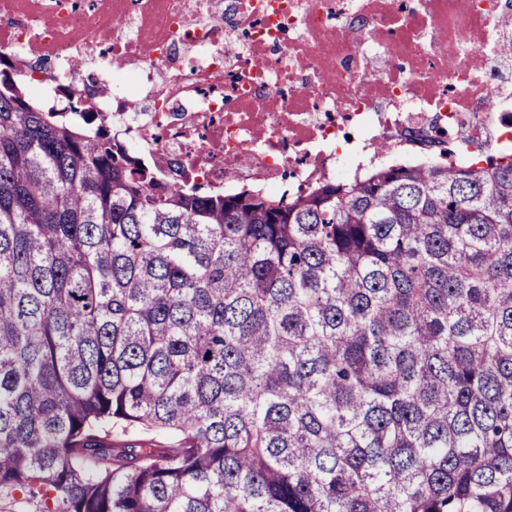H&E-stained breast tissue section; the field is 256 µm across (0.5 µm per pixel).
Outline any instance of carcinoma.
<instances>
[{
  "mask_svg": "<svg viewBox=\"0 0 512 512\" xmlns=\"http://www.w3.org/2000/svg\"><path fill=\"white\" fill-rule=\"evenodd\" d=\"M16 491L41 512H512V157L203 190L0 67Z\"/></svg>",
  "mask_w": 512,
  "mask_h": 512,
  "instance_id": "obj_1",
  "label": "carcinoma"
}]
</instances>
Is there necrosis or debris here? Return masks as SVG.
<instances>
[{
    "label": "necrosis or debris",
    "instance_id": "4bbe7bcc",
    "mask_svg": "<svg viewBox=\"0 0 512 512\" xmlns=\"http://www.w3.org/2000/svg\"><path fill=\"white\" fill-rule=\"evenodd\" d=\"M512 0H0V57L155 179L309 190L512 149Z\"/></svg>",
    "mask_w": 512,
    "mask_h": 512
}]
</instances>
